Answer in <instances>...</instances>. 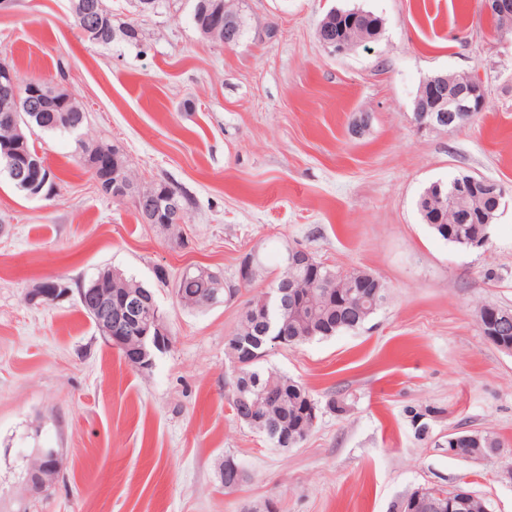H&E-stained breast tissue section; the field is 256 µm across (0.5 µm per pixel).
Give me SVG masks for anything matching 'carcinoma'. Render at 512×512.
<instances>
[{
  "mask_svg": "<svg viewBox=\"0 0 512 512\" xmlns=\"http://www.w3.org/2000/svg\"><path fill=\"white\" fill-rule=\"evenodd\" d=\"M226 0H192V22L196 30L209 40L222 43L226 40L224 17L226 12H235L234 7L224 8ZM84 9L96 18V34L87 36L95 44L110 45L121 41L139 46L142 35L139 27L131 22L114 24L112 11L105 0H82ZM325 36L336 39L352 33L367 37L379 35L383 19L372 12L353 14L348 8L330 11L324 18ZM18 92L30 97L34 90L43 92V102L31 126L25 128L17 139L21 151L18 160L26 165L34 161L44 162L31 140L36 130L59 132L68 135L80 133L88 124V112L76 95L64 87H51L39 81H25L15 76ZM79 158L85 167L95 170L104 185L112 184L113 162L99 154V145H90L76 140ZM467 173H459L448 182L431 183L418 197L417 209L432 232L441 240L464 248L483 233L487 215L485 192L470 187H460ZM145 191L152 194L158 203L159 218H168L174 209L181 211V220H186L188 199L168 181L156 182ZM288 253L280 257L281 271L266 291L249 300L248 310L243 312L235 330L225 342V355L232 359L235 344L243 343L248 352L239 357L241 366L237 382L230 389V407L234 415L244 409L254 410L257 420L249 428L269 441L278 439L285 423L298 419L304 399L310 398L318 404L311 390L302 382L264 365L267 352L279 339L277 333L284 329L286 348H295L316 339H324L338 333L362 328L381 308L388 296L384 281L379 286L364 284L357 278L359 271L341 272L319 261L292 264ZM221 275L205 268H191L173 281V290L179 301L190 308L209 306L208 299L215 290H220V300L227 302L239 289L224 284L219 288ZM112 288V306L122 303L129 291L140 293L145 299L154 298L153 293L124 274L112 272V281H104ZM272 386L277 395L273 402L263 398L265 388Z\"/></svg>",
  "mask_w": 512,
  "mask_h": 512,
  "instance_id": "obj_1",
  "label": "carcinoma"
}]
</instances>
